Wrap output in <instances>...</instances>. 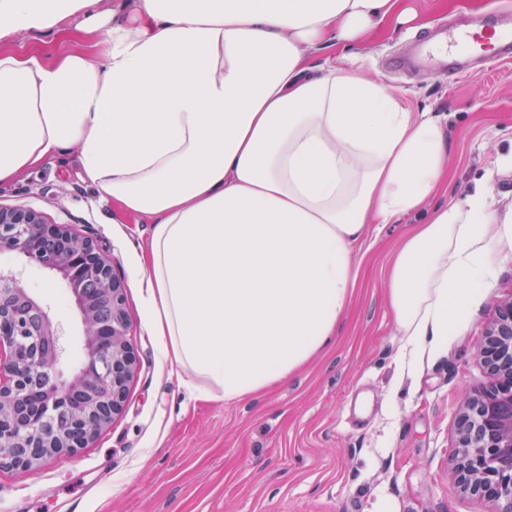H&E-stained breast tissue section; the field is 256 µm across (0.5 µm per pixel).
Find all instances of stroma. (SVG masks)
Listing matches in <instances>:
<instances>
[{
  "instance_id": "stroma-1",
  "label": "stroma",
  "mask_w": 512,
  "mask_h": 512,
  "mask_svg": "<svg viewBox=\"0 0 512 512\" xmlns=\"http://www.w3.org/2000/svg\"><path fill=\"white\" fill-rule=\"evenodd\" d=\"M415 19L370 37L355 67L415 111L442 115L448 188L428 208L458 200L484 182L499 217L512 215V61L473 60L455 79L431 66L405 70L417 38L486 12L512 24V0H407ZM78 150L49 158L30 176L0 187V207L33 208L99 247L124 284L137 372L121 412L89 444L34 468L0 470V512H493L465 491L448 460L459 448L464 395L493 377L477 354L488 321L512 301V249L495 260L490 288L448 349L411 375H398L400 344L388 302L389 262L422 216L372 224L355 249L357 280L333 341L288 380L227 403L186 386L148 330L145 289L131 269L149 237L146 219L99 203L78 175ZM18 269L67 331L65 374L85 355L68 283L10 251L0 270Z\"/></svg>"
}]
</instances>
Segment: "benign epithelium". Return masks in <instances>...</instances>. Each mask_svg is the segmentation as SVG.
I'll return each mask as SVG.
<instances>
[{
	"label": "benign epithelium",
	"instance_id": "obj_1",
	"mask_svg": "<svg viewBox=\"0 0 512 512\" xmlns=\"http://www.w3.org/2000/svg\"><path fill=\"white\" fill-rule=\"evenodd\" d=\"M53 249H44V242ZM78 284L86 356L70 378L60 368L63 330L17 275L0 272V469H30L85 447L122 410L137 364L127 339L124 286L93 242L48 224L41 212L0 208V251ZM478 354L495 376L466 394L462 452L449 462L473 492L512 512V302L498 306Z\"/></svg>",
	"mask_w": 512,
	"mask_h": 512
}]
</instances>
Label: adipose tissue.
Wrapping results in <instances>:
<instances>
[{
    "label": "adipose tissue",
    "mask_w": 512,
    "mask_h": 512,
    "mask_svg": "<svg viewBox=\"0 0 512 512\" xmlns=\"http://www.w3.org/2000/svg\"><path fill=\"white\" fill-rule=\"evenodd\" d=\"M404 0H0V186L69 146L99 200L149 219L132 269L162 354L232 402L335 337L372 224L439 191L441 118L338 66ZM81 52L20 55L18 35ZM323 62H316L317 54ZM512 245L483 188L433 210L396 252L400 362L457 336Z\"/></svg>",
    "instance_id": "adipose-tissue-1"
}]
</instances>
